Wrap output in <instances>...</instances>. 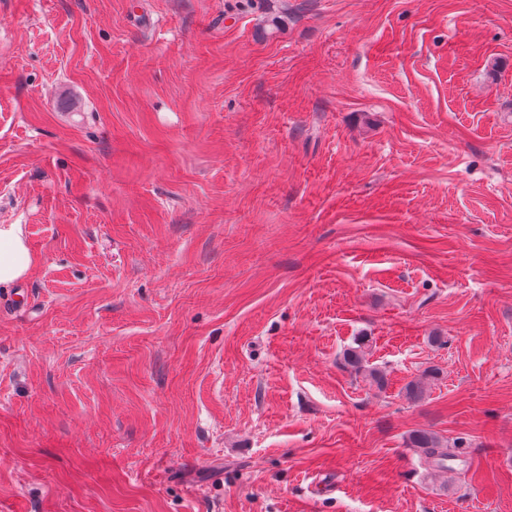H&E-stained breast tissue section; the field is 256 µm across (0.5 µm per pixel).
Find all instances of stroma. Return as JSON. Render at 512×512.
<instances>
[{"mask_svg":"<svg viewBox=\"0 0 512 512\" xmlns=\"http://www.w3.org/2000/svg\"><path fill=\"white\" fill-rule=\"evenodd\" d=\"M0 224V512H512V0H0ZM34 256L19 224H0V288L28 275ZM347 359L351 367H353L357 372L362 373L366 378L379 387L384 385V376L382 372L378 368L372 367L366 363L364 352L361 349L350 351L347 355ZM408 448L423 455L437 471L447 470L446 462L459 457V444L449 445L436 433L428 430L413 432L407 442Z\"/></svg>","mask_w":512,"mask_h":512,"instance_id":"obj_1","label":"stroma"}]
</instances>
